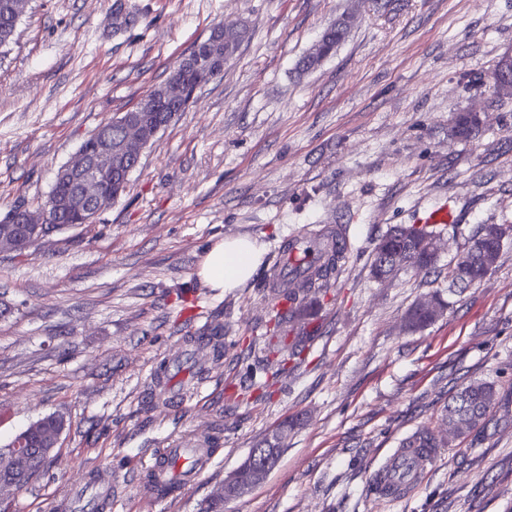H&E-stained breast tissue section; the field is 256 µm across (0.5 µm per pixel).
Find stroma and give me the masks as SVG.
<instances>
[{"label":"stroma","instance_id":"obj_1","mask_svg":"<svg viewBox=\"0 0 512 512\" xmlns=\"http://www.w3.org/2000/svg\"><path fill=\"white\" fill-rule=\"evenodd\" d=\"M342 15L346 40L301 71ZM219 23L251 37L96 224L0 253V447L43 416L68 422L40 475L0 493V512H54L102 481L112 497L94 512H198L291 419L275 468L224 512H512V243L484 282L448 291L477 227L512 224V97L490 78L512 49V0H29L0 48V217L41 206L82 142ZM468 111L485 124L462 141L451 128ZM440 207L453 222L434 267L372 278L387 230ZM339 225L349 258L308 297L304 361L273 376V266L294 236ZM238 236L262 246V264L217 293L199 261ZM437 292L444 316L403 331L408 308ZM214 333L217 360L195 343ZM473 380L493 382L497 403L458 437L442 410ZM421 430L441 446L415 490L375 496L376 468ZM200 438L217 444L207 469L169 494L150 489L159 449Z\"/></svg>","mask_w":512,"mask_h":512}]
</instances>
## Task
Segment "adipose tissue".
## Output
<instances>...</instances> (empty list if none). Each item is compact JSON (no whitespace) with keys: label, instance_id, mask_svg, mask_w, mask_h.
I'll list each match as a JSON object with an SVG mask.
<instances>
[{"label":"adipose tissue","instance_id":"adipose-tissue-1","mask_svg":"<svg viewBox=\"0 0 512 512\" xmlns=\"http://www.w3.org/2000/svg\"><path fill=\"white\" fill-rule=\"evenodd\" d=\"M262 261V250L246 237L223 239L202 256L197 276L206 287L226 291L252 278Z\"/></svg>","mask_w":512,"mask_h":512}]
</instances>
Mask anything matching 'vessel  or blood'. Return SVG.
Here are the masks:
<instances>
[{"label": "vessel or blood", "mask_w": 512, "mask_h": 512, "mask_svg": "<svg viewBox=\"0 0 512 512\" xmlns=\"http://www.w3.org/2000/svg\"><path fill=\"white\" fill-rule=\"evenodd\" d=\"M433 457V449L412 447L408 442H400L398 448L384 459L375 475V489L379 497L395 500L408 495L417 486ZM207 463L202 443L197 440L185 446L165 449L160 456L153 458L150 469L155 483L167 486L180 472L197 476Z\"/></svg>", "instance_id": "b4317fda"}]
</instances>
